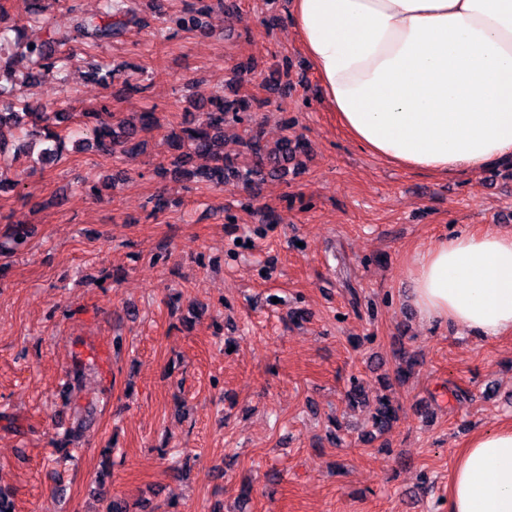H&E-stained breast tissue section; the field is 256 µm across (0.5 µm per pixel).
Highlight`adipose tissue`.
I'll use <instances>...</instances> for the list:
<instances>
[{
	"mask_svg": "<svg viewBox=\"0 0 512 512\" xmlns=\"http://www.w3.org/2000/svg\"><path fill=\"white\" fill-rule=\"evenodd\" d=\"M339 126L401 168L450 177L512 161V0H292ZM421 321L512 334V233L460 231L407 269ZM447 512H512V424L473 435Z\"/></svg>",
	"mask_w": 512,
	"mask_h": 512,
	"instance_id": "1",
	"label": "adipose tissue"
}]
</instances>
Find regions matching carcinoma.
Returning <instances> with one entry per match:
<instances>
[{
	"instance_id": "cac0c4a2",
	"label": "carcinoma",
	"mask_w": 512,
	"mask_h": 512,
	"mask_svg": "<svg viewBox=\"0 0 512 512\" xmlns=\"http://www.w3.org/2000/svg\"><path fill=\"white\" fill-rule=\"evenodd\" d=\"M207 0H195L185 11L179 14L161 15L170 30H203L201 16L210 12ZM72 22L68 30L57 31L41 41H30L18 32L15 37L8 36L9 29L2 26L4 11L0 9V79L11 77L13 55L25 56L33 68L46 72L56 71L60 83L66 84L65 68L70 58L66 49L72 42L95 49L120 36L128 27L143 24L138 16L134 0H102V10L95 16H85L72 10ZM89 76L108 84L115 78V69L109 65L89 63ZM269 105V100L255 96L243 95L235 100L221 96L209 103L195 105V112L188 115L177 131H170L168 137L172 149L181 152V158L199 155L209 160L210 167L203 172L206 181L212 187L221 189L229 176L236 181L250 186L255 178L265 175L278 177L285 174L288 163L304 148V142L298 137L284 136L277 146L269 150L264 145L263 131L257 125L251 127L247 147L253 158L252 165L246 169L235 166L233 159L224 155V126L252 121V113L260 112ZM19 128L22 140L17 144L16 155L6 157L3 139L0 138V184L12 186L20 180H8L5 172L20 160L29 163L55 161L64 140L92 126L93 145L101 152L133 157L141 151V142L137 140L140 132L161 127L156 112L145 110L132 113L127 118L104 106L98 112H57L53 108L37 107L28 99L13 97L0 86V128L5 125ZM32 231L23 225H16L11 235V246L5 247L0 242V254L8 250L18 252L28 245ZM79 414L76 426L67 429L64 441L83 437L92 425L89 411L77 406ZM396 419V410L388 403L382 404L374 418L378 433L386 432Z\"/></svg>"
}]
</instances>
